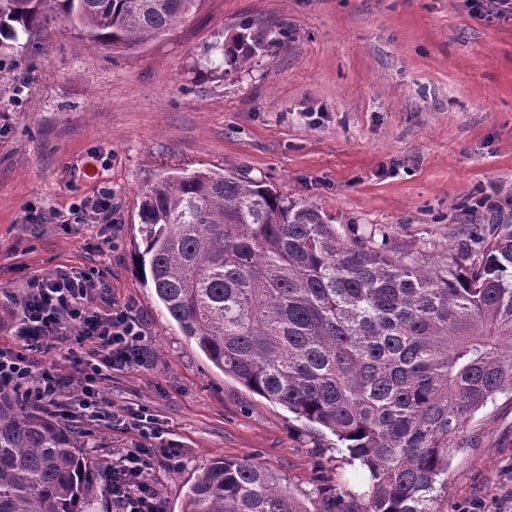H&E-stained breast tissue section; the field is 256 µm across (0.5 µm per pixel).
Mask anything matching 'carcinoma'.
<instances>
[{
    "label": "carcinoma",
    "instance_id": "obj_1",
    "mask_svg": "<svg viewBox=\"0 0 512 512\" xmlns=\"http://www.w3.org/2000/svg\"><path fill=\"white\" fill-rule=\"evenodd\" d=\"M194 0H0V49L51 21L131 50ZM270 43L250 21L215 53L224 73ZM136 267L182 335L250 391L318 424L369 472L361 512H432L476 413L512 393V224L451 254L398 252L378 228L342 234L321 211L227 169L145 186ZM87 435L0 391V512H92ZM183 512H309L249 458L214 459Z\"/></svg>",
    "mask_w": 512,
    "mask_h": 512
}]
</instances>
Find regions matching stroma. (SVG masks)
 Segmentation results:
<instances>
[{"label":"stroma","instance_id":"35a3bbf8","mask_svg":"<svg viewBox=\"0 0 512 512\" xmlns=\"http://www.w3.org/2000/svg\"><path fill=\"white\" fill-rule=\"evenodd\" d=\"M287 31L246 68L216 70L214 43L243 20ZM16 43L0 65V347L35 275L75 267L102 274L108 302L142 322L150 362L111 371L105 408L157 415L176 464L155 468L164 512L216 458L250 457L284 478L309 512H357L365 472L330 431L296 418L212 366L182 335L134 254L142 188L157 175L237 167L334 224L384 231L398 251L452 252L475 225L512 222V17L460 0H196L168 35L115 52L79 50L57 21ZM108 191L116 225L63 224ZM37 208L43 220L27 223ZM98 462L90 495L110 512L112 451L136 442L111 420L83 423ZM453 453L435 512H512V394L471 422Z\"/></svg>","mask_w":512,"mask_h":512}]
</instances>
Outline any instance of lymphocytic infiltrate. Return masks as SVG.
<instances>
[{
	"label": "lymphocytic infiltrate",
	"instance_id": "f902f5d3",
	"mask_svg": "<svg viewBox=\"0 0 512 512\" xmlns=\"http://www.w3.org/2000/svg\"><path fill=\"white\" fill-rule=\"evenodd\" d=\"M94 279L89 272L65 269L31 280L20 300L21 316L13 327L14 348H0V388L22 394L44 409L58 408L67 381L53 368H35L33 356L52 349L76 358L83 383L76 402L80 416L100 418L103 398L96 387L105 371L146 361L144 333L128 308L102 312L91 296ZM92 342L84 356L64 343L70 333ZM117 425L137 432L138 443L112 451L113 512H162V502L149 476L158 461L174 460L172 448L155 451L149 440L159 428L147 409L129 410L114 417Z\"/></svg>",
	"mask_w": 512,
	"mask_h": 512
}]
</instances>
